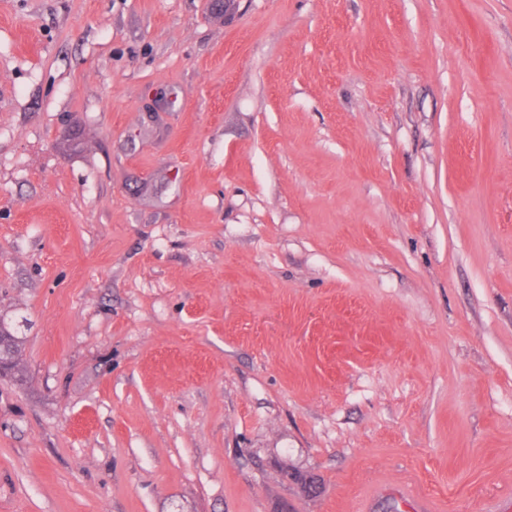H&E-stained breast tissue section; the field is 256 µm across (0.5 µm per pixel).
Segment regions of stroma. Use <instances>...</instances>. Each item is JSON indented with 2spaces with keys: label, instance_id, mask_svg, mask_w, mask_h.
Returning a JSON list of instances; mask_svg holds the SVG:
<instances>
[{
  "label": "stroma",
  "instance_id": "obj_1",
  "mask_svg": "<svg viewBox=\"0 0 512 512\" xmlns=\"http://www.w3.org/2000/svg\"><path fill=\"white\" fill-rule=\"evenodd\" d=\"M0 320V512H512V0H0ZM22 336H13L5 327L0 326V363L4 372L12 371L17 366L18 354L23 344Z\"/></svg>",
  "mask_w": 512,
  "mask_h": 512
}]
</instances>
